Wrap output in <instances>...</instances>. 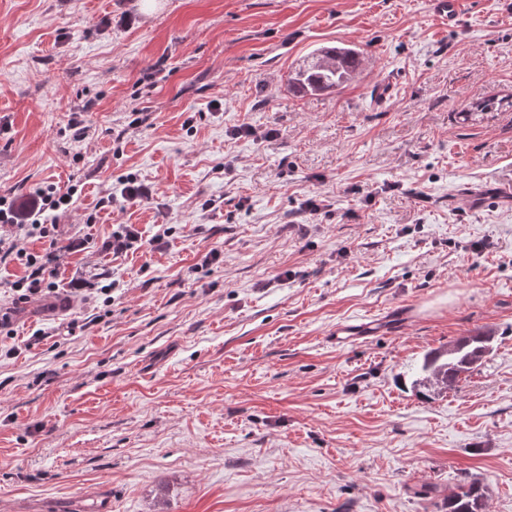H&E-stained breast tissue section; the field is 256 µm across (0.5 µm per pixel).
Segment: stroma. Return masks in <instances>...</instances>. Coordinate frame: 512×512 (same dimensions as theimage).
<instances>
[{
	"label": "stroma",
	"mask_w": 512,
	"mask_h": 512,
	"mask_svg": "<svg viewBox=\"0 0 512 512\" xmlns=\"http://www.w3.org/2000/svg\"><path fill=\"white\" fill-rule=\"evenodd\" d=\"M142 3L0 0V196L77 190L52 239L0 223L59 255L57 293H0V512L107 483L112 512H445L475 479L512 512V0L452 23L429 0ZM340 43L356 77L289 87ZM117 224L142 247L114 253ZM488 330L457 389L411 390L425 352ZM372 322L361 323H341L336 325V330L333 332L332 341L336 346H343L355 342L363 337L365 333L372 327Z\"/></svg>",
	"instance_id": "1"
}]
</instances>
